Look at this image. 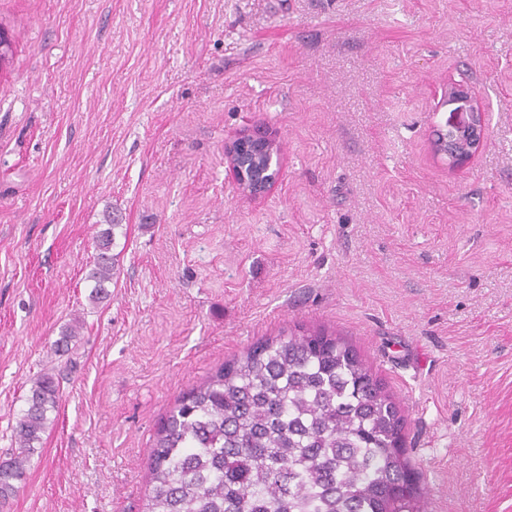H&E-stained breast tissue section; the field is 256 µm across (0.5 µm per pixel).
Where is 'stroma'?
Returning a JSON list of instances; mask_svg holds the SVG:
<instances>
[{"instance_id": "stroma-1", "label": "stroma", "mask_w": 512, "mask_h": 512, "mask_svg": "<svg viewBox=\"0 0 512 512\" xmlns=\"http://www.w3.org/2000/svg\"><path fill=\"white\" fill-rule=\"evenodd\" d=\"M0 26V462L37 375L62 388L0 512H141L177 398L312 331L393 395L427 512H512V0H0ZM452 80L488 114L454 170ZM256 124L283 167L252 200L224 142ZM109 228L104 230L98 239V254L95 267L90 271L88 280L94 283L93 290L89 296L92 302H100L108 295L107 284L112 282V271L114 270L113 257L108 255L114 240V229L120 224H116L115 219H112V214L107 216Z\"/></svg>"}]
</instances>
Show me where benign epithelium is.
I'll return each instance as SVG.
<instances>
[{
    "label": "benign epithelium",
    "instance_id": "benign-epithelium-1",
    "mask_svg": "<svg viewBox=\"0 0 512 512\" xmlns=\"http://www.w3.org/2000/svg\"><path fill=\"white\" fill-rule=\"evenodd\" d=\"M445 104L451 107L446 128L433 140L436 154L448 159L451 168L468 163L480 148L486 130V112L470 88L448 82ZM224 159L238 190L250 197L264 196L278 181L281 149L275 135L265 129H244L224 143Z\"/></svg>",
    "mask_w": 512,
    "mask_h": 512
}]
</instances>
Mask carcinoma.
<instances>
[{
	"mask_svg": "<svg viewBox=\"0 0 512 512\" xmlns=\"http://www.w3.org/2000/svg\"><path fill=\"white\" fill-rule=\"evenodd\" d=\"M98 239L89 299L112 283L114 219ZM60 383L43 373L0 464V501L24 479ZM392 395L359 353L315 331L267 339L177 399L150 448L144 512H425Z\"/></svg>",
	"mask_w": 512,
	"mask_h": 512,
	"instance_id": "cac0c4a2",
	"label": "carcinoma"
}]
</instances>
